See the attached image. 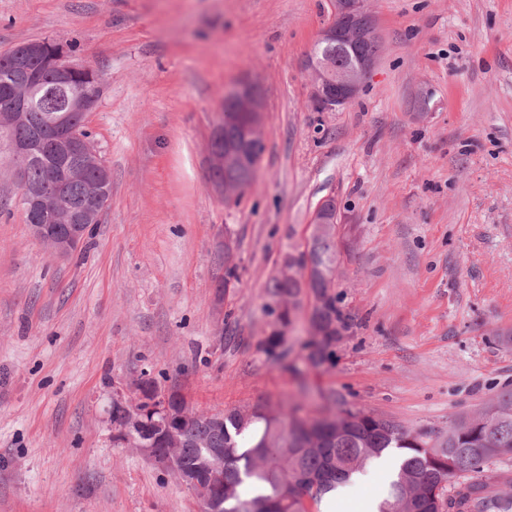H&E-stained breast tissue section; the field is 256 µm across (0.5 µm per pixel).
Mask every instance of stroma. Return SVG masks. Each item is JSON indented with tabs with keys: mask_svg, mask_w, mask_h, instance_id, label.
<instances>
[{
	"mask_svg": "<svg viewBox=\"0 0 512 512\" xmlns=\"http://www.w3.org/2000/svg\"><path fill=\"white\" fill-rule=\"evenodd\" d=\"M368 8L375 67L353 105L318 112L302 62L327 0H0V54L46 38L100 74L88 129L112 178L88 248L54 256L0 136V512H201L112 439V391L144 371L200 411L364 410L434 439L512 387V0ZM242 79L263 96L265 150L228 202L209 142ZM327 196L349 325L314 369L309 305L287 359L259 343L268 286ZM388 476L369 466L325 512L378 502Z\"/></svg>",
	"mask_w": 512,
	"mask_h": 512,
	"instance_id": "stroma-1",
	"label": "stroma"
}]
</instances>
